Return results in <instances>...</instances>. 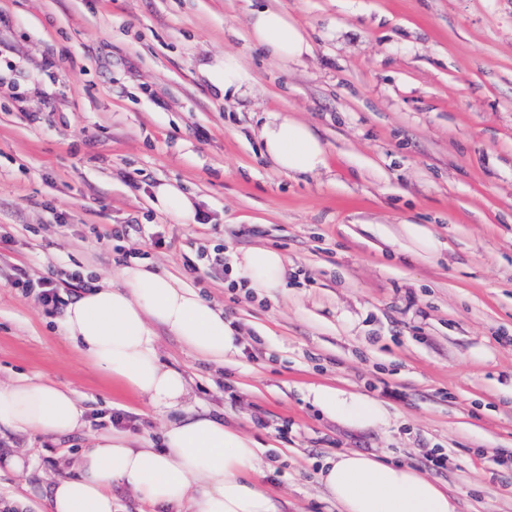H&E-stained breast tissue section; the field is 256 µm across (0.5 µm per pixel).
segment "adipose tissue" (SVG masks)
Returning a JSON list of instances; mask_svg holds the SVG:
<instances>
[{"label": "adipose tissue", "mask_w": 512, "mask_h": 512, "mask_svg": "<svg viewBox=\"0 0 512 512\" xmlns=\"http://www.w3.org/2000/svg\"><path fill=\"white\" fill-rule=\"evenodd\" d=\"M253 40L274 60L296 64L312 51L305 30L288 14L260 8L250 15ZM204 76L221 98L247 94L240 63L223 57ZM262 154L289 177L328 167L324 142L304 122L278 111L265 113L259 130ZM153 208L176 224H194V194L176 182L153 189ZM247 288L271 293L285 286L288 261L277 250L253 247L234 257ZM67 340L113 381L147 400L159 413L180 411L161 429V447L112 428L93 436L75 456L71 474L50 491L51 512H114L113 487H121L151 512H283V502L260 485L262 447L231 423L200 409L188 378L164 364L159 331L176 336L204 360L221 366L243 350L240 328L221 306L202 298L151 264L133 261L83 289L61 320ZM313 404L328 418L360 429L391 421L381 401L322 385ZM84 411L66 387L39 376L0 384V430L60 436L80 429ZM326 497L338 512H459L440 484L415 468L358 452L328 458L319 472Z\"/></svg>", "instance_id": "adipose-tissue-1"}]
</instances>
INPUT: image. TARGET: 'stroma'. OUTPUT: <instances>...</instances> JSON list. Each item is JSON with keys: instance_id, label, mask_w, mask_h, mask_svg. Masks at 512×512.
<instances>
[{"instance_id": "1", "label": "stroma", "mask_w": 512, "mask_h": 512, "mask_svg": "<svg viewBox=\"0 0 512 512\" xmlns=\"http://www.w3.org/2000/svg\"><path fill=\"white\" fill-rule=\"evenodd\" d=\"M268 5L308 34L302 62L254 44L250 13ZM226 54L253 86L232 104L200 74ZM271 110L314 129L328 171L273 169L256 133ZM164 181L199 197L202 223L153 210ZM254 246L288 258L275 297L226 285ZM127 259L243 328L221 368L164 332L159 351L202 408L264 446L259 481L287 512H336L317 476L339 452L410 464L460 512H512V0H0V382L43 375L85 412L65 437H0L31 461L0 471V512L20 496L48 512L74 452L109 426L160 446L165 415L113 387L59 322L83 273ZM45 278L58 304L40 300ZM317 385L395 418H326L306 399Z\"/></svg>"}]
</instances>
